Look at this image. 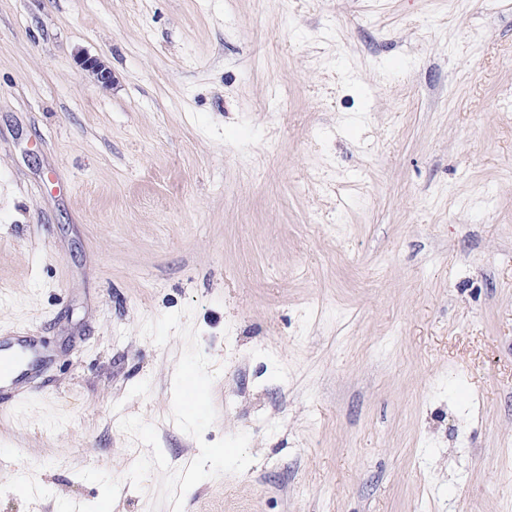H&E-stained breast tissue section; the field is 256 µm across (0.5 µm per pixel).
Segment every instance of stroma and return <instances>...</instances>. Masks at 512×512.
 <instances>
[{
    "instance_id": "1",
    "label": "stroma",
    "mask_w": 512,
    "mask_h": 512,
    "mask_svg": "<svg viewBox=\"0 0 512 512\" xmlns=\"http://www.w3.org/2000/svg\"><path fill=\"white\" fill-rule=\"evenodd\" d=\"M11 331L0 512H512V0H0ZM48 360V350L34 336L0 338V407L17 400L23 384Z\"/></svg>"
}]
</instances>
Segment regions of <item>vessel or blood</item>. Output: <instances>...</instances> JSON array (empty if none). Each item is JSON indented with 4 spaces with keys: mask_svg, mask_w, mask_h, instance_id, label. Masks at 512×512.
<instances>
[{
    "mask_svg": "<svg viewBox=\"0 0 512 512\" xmlns=\"http://www.w3.org/2000/svg\"><path fill=\"white\" fill-rule=\"evenodd\" d=\"M48 359V350L33 336L0 339V407L17 400L30 374Z\"/></svg>",
    "mask_w": 512,
    "mask_h": 512,
    "instance_id": "1",
    "label": "vessel or blood"
}]
</instances>
